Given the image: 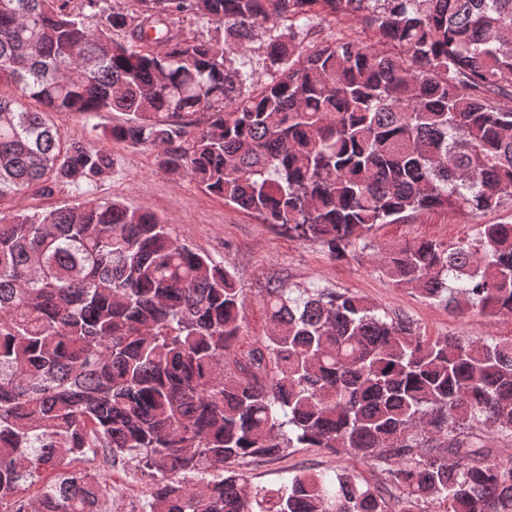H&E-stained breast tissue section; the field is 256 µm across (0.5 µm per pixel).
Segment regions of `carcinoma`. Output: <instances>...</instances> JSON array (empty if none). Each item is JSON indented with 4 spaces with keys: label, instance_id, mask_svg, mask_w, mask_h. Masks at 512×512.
<instances>
[{
    "label": "carcinoma",
    "instance_id": "1",
    "mask_svg": "<svg viewBox=\"0 0 512 512\" xmlns=\"http://www.w3.org/2000/svg\"><path fill=\"white\" fill-rule=\"evenodd\" d=\"M0 0V201L91 188L107 142L316 245L360 257L406 212L512 203V0ZM352 16L374 43L312 39ZM216 24L206 37L176 27ZM268 31L271 81L237 63ZM120 112L87 139L52 116ZM375 271L450 311L512 317V223L378 250ZM270 330L235 348L236 274L153 214L85 198L0 207V500L102 512L73 463L150 472L142 512H512V337L424 336L348 290H260ZM290 448L383 468L385 483L239 469Z\"/></svg>",
    "mask_w": 512,
    "mask_h": 512
}]
</instances>
